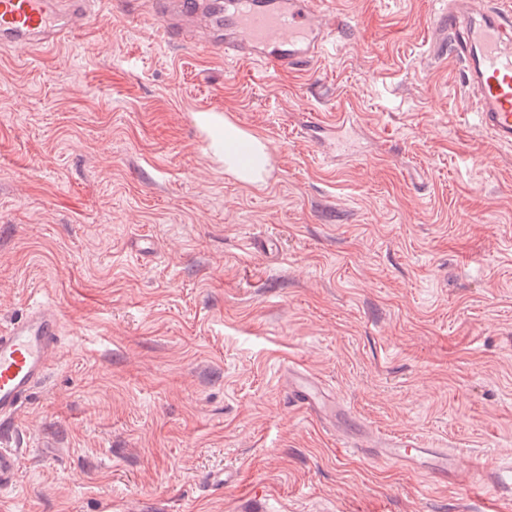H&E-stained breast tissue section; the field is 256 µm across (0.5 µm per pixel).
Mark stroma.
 <instances>
[{"instance_id":"35a3bbf8","label":"stroma","mask_w":512,"mask_h":512,"mask_svg":"<svg viewBox=\"0 0 512 512\" xmlns=\"http://www.w3.org/2000/svg\"><path fill=\"white\" fill-rule=\"evenodd\" d=\"M335 4L308 75L163 44L136 0L0 49V326L63 318L0 512H247L256 490L278 512H478L474 484L342 445L372 427L512 459V145L429 55L444 0ZM344 105L351 154L320 156L303 117ZM206 107L267 140L262 188L213 160ZM292 367L344 434L290 406Z\"/></svg>"}]
</instances>
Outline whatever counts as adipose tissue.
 Wrapping results in <instances>:
<instances>
[{
  "label": "adipose tissue",
  "mask_w": 512,
  "mask_h": 512,
  "mask_svg": "<svg viewBox=\"0 0 512 512\" xmlns=\"http://www.w3.org/2000/svg\"><path fill=\"white\" fill-rule=\"evenodd\" d=\"M197 121L203 132L221 130L222 136L212 142L211 151L225 172L251 187L265 185L271 155L261 136L241 129L220 112L198 113Z\"/></svg>",
  "instance_id": "1"
}]
</instances>
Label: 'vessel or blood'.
Segmentation results:
<instances>
[{
    "mask_svg": "<svg viewBox=\"0 0 512 512\" xmlns=\"http://www.w3.org/2000/svg\"><path fill=\"white\" fill-rule=\"evenodd\" d=\"M95 0H0V46L48 47L89 27ZM331 0H145L166 40L202 46L238 62L260 65L268 73L307 72L335 44L343 21ZM430 53L454 54L464 63L465 83L478 105L482 127L497 143L512 144V13L487 0H448L427 24ZM343 113L328 121L311 112L301 133L319 144L324 132L352 125ZM61 314L50 305L31 307L0 328V436L14 423L31 392L48 376L58 356ZM288 400L326 424L338 425L344 411L327 399L310 373L288 374ZM358 444L372 458L413 471H429L445 482H460L468 471L489 512H512V460L466 468L463 454L427 447L409 436L378 438L362 430ZM15 449L0 448V487L13 485Z\"/></svg>",
    "mask_w": 512,
    "mask_h": 512,
    "instance_id": "obj_1",
    "label": "vessel or blood"
}]
</instances>
